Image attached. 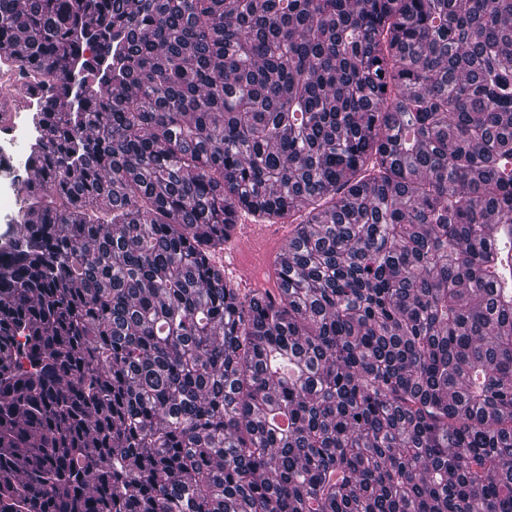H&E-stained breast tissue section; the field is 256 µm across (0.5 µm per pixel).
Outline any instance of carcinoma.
Segmentation results:
<instances>
[{
	"mask_svg": "<svg viewBox=\"0 0 512 512\" xmlns=\"http://www.w3.org/2000/svg\"><path fill=\"white\" fill-rule=\"evenodd\" d=\"M0 54V512H512V0H0ZM22 205V195L17 192V187L0 172V234L7 230L10 217ZM264 224H250L241 214L234 224L230 239L224 245V275L236 277L249 276L253 287L262 281L252 277V270L269 265L284 242L288 241L287 230L279 237H272Z\"/></svg>",
	"mask_w": 512,
	"mask_h": 512,
	"instance_id": "carcinoma-1",
	"label": "carcinoma"
}]
</instances>
